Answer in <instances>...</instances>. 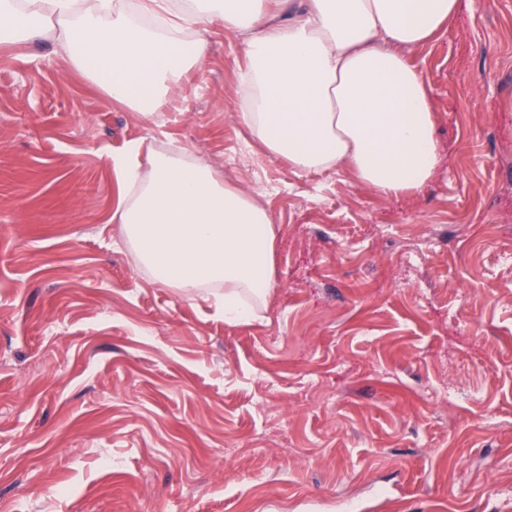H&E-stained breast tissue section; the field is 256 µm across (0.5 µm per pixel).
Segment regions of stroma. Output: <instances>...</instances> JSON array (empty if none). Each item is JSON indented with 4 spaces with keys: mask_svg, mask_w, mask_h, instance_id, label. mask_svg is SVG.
Returning a JSON list of instances; mask_svg holds the SVG:
<instances>
[{
    "mask_svg": "<svg viewBox=\"0 0 512 512\" xmlns=\"http://www.w3.org/2000/svg\"><path fill=\"white\" fill-rule=\"evenodd\" d=\"M204 38L151 119L54 36L0 43V512H512V0L411 51L446 170L400 201L268 156L240 39ZM136 141L263 193V319L137 263Z\"/></svg>",
    "mask_w": 512,
    "mask_h": 512,
    "instance_id": "35a3bbf8",
    "label": "stroma"
}]
</instances>
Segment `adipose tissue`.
Instances as JSON below:
<instances>
[{
    "label": "adipose tissue",
    "mask_w": 512,
    "mask_h": 512,
    "mask_svg": "<svg viewBox=\"0 0 512 512\" xmlns=\"http://www.w3.org/2000/svg\"><path fill=\"white\" fill-rule=\"evenodd\" d=\"M0 0V41L42 36L64 19L59 48L114 101L153 117L179 88L203 42L191 28L221 20L244 45L235 120L296 172L350 173L403 199L443 170L436 118L409 53L447 31L460 0ZM135 142L111 158L121 187L113 223L156 281L181 290L220 286L224 320L247 323L267 306L275 230L261 202L185 153L141 164Z\"/></svg>",
    "instance_id": "adipose-tissue-1"
}]
</instances>
